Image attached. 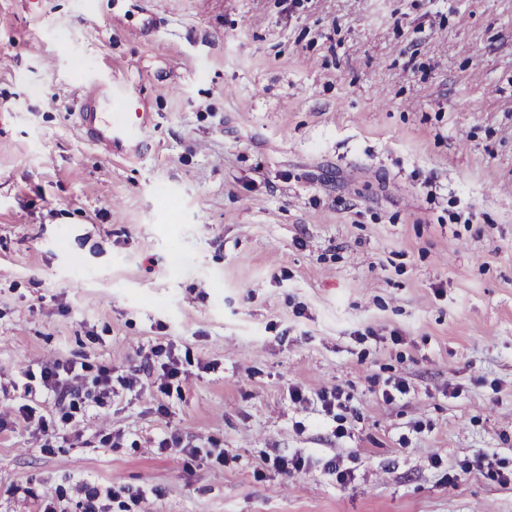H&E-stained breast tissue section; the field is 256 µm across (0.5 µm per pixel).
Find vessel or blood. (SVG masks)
<instances>
[{"instance_id": "b4317fda", "label": "vessel or blood", "mask_w": 512, "mask_h": 512, "mask_svg": "<svg viewBox=\"0 0 512 512\" xmlns=\"http://www.w3.org/2000/svg\"><path fill=\"white\" fill-rule=\"evenodd\" d=\"M89 97L90 102L80 118L86 138L92 145L108 151L117 145L135 148L141 144L145 129L143 114L131 118L122 112L109 119L103 113L104 107L118 102L135 104L137 97L128 87L112 79L103 81L94 86Z\"/></svg>"}]
</instances>
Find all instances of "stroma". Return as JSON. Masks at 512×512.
<instances>
[{
	"mask_svg": "<svg viewBox=\"0 0 512 512\" xmlns=\"http://www.w3.org/2000/svg\"><path fill=\"white\" fill-rule=\"evenodd\" d=\"M54 361L140 381L0 431V512H512V0H0V406ZM89 97L80 118L86 138L92 145L112 152V146L137 148L143 142L142 133L146 127L143 113L117 112V118L108 119L106 112H95V107L101 109L118 102L133 106L137 97L128 87L111 77L108 81L97 83ZM127 114H135V119L131 120Z\"/></svg>",
	"mask_w": 512,
	"mask_h": 512,
	"instance_id": "stroma-1",
	"label": "stroma"
}]
</instances>
